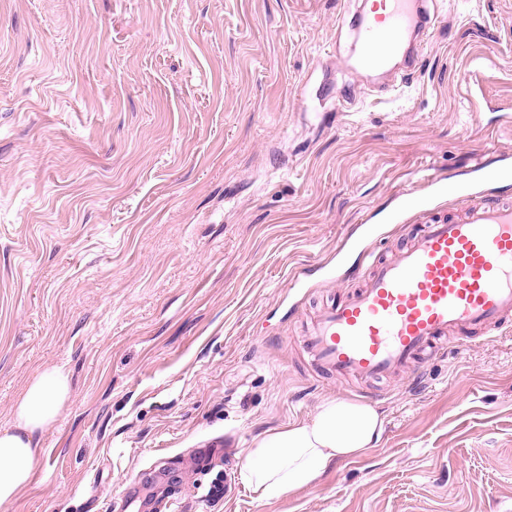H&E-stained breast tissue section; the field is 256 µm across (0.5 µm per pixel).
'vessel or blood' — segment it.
<instances>
[{"label":"vessel or blood","instance_id":"1","mask_svg":"<svg viewBox=\"0 0 512 512\" xmlns=\"http://www.w3.org/2000/svg\"><path fill=\"white\" fill-rule=\"evenodd\" d=\"M435 25L426 0H379L352 29L356 63L390 65L410 33ZM459 205L428 217L393 258L374 261L360 288L324 305L300 339L312 363L336 380L379 382L417 372L449 343L512 323V201L454 184L441 185Z\"/></svg>","mask_w":512,"mask_h":512}]
</instances>
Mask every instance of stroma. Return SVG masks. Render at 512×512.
Listing matches in <instances>:
<instances>
[{"instance_id":"35a3bbf8","label":"stroma","mask_w":512,"mask_h":512,"mask_svg":"<svg viewBox=\"0 0 512 512\" xmlns=\"http://www.w3.org/2000/svg\"><path fill=\"white\" fill-rule=\"evenodd\" d=\"M355 4L0 0V426L44 367L72 387L11 512H138L167 472L161 512H512V327L366 399L299 348L358 286L350 234L405 244L407 189L453 214L424 172L512 197L476 172L512 167V0H436L383 97L346 67ZM336 397L377 447L256 500L245 448Z\"/></svg>"}]
</instances>
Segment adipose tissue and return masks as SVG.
I'll use <instances>...</instances> for the list:
<instances>
[{
    "label": "adipose tissue",
    "mask_w": 512,
    "mask_h": 512,
    "mask_svg": "<svg viewBox=\"0 0 512 512\" xmlns=\"http://www.w3.org/2000/svg\"><path fill=\"white\" fill-rule=\"evenodd\" d=\"M69 375L51 366L29 380L0 426V512L11 507L31 483L41 455L42 436L68 406ZM384 416L370 404L325 400L308 418L257 436L246 448L240 475L260 500H272L316 486L334 461L375 447Z\"/></svg>",
    "instance_id": "ef3b65f1"
}]
</instances>
